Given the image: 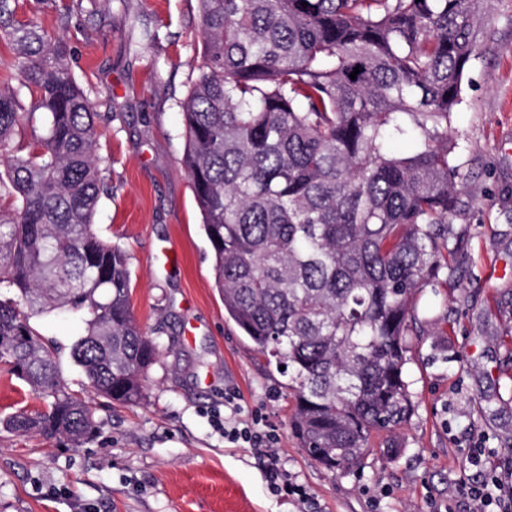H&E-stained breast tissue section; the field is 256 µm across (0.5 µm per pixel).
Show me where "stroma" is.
Wrapping results in <instances>:
<instances>
[{
  "label": "stroma",
  "mask_w": 512,
  "mask_h": 512,
  "mask_svg": "<svg viewBox=\"0 0 512 512\" xmlns=\"http://www.w3.org/2000/svg\"><path fill=\"white\" fill-rule=\"evenodd\" d=\"M197 0H83L65 30L72 69L100 125L97 154L112 182L96 229L129 256L132 307L160 344L138 405L91 396L99 422L82 446L0 428V512H438L480 477L476 445L512 491V0H489L452 121L463 252L447 285L418 291L405 366L414 411L380 438L356 472L310 457L291 429L288 377L255 351L224 311L188 175L180 100L202 63ZM179 252L160 263L166 248ZM32 326L59 347L61 381L84 392L70 358L84 325L46 316ZM235 400L225 404L224 394ZM275 428L279 463L308 503L276 495L225 421Z\"/></svg>",
  "instance_id": "obj_1"
}]
</instances>
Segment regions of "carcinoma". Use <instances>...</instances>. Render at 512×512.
Returning a JSON list of instances; mask_svg holds the SVG:
<instances>
[{"label": "carcinoma", "mask_w": 512, "mask_h": 512, "mask_svg": "<svg viewBox=\"0 0 512 512\" xmlns=\"http://www.w3.org/2000/svg\"><path fill=\"white\" fill-rule=\"evenodd\" d=\"M487 2L198 0L203 63L180 101L182 164L215 287L288 373L293 429L330 470L358 468L372 435L392 437L413 412L411 302L453 271L451 125ZM26 5L0 0L18 83H0V364L39 407L0 425L80 446L94 411L30 320L81 318L71 357L113 405L146 398L159 348L133 314L126 252L95 229L112 190L98 114L68 39L20 19Z\"/></svg>", "instance_id": "carcinoma-1"}]
</instances>
